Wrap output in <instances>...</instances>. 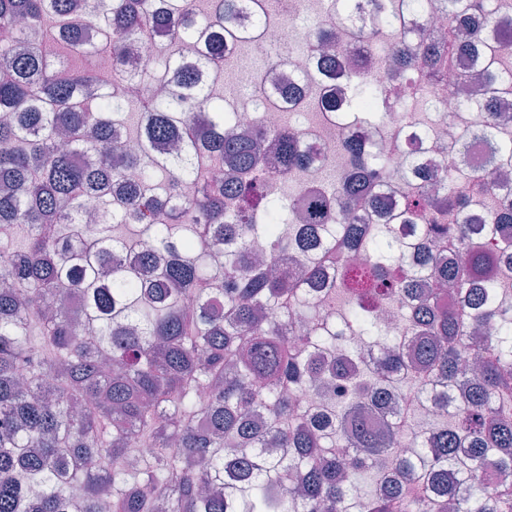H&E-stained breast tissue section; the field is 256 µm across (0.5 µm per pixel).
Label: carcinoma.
<instances>
[{"mask_svg":"<svg viewBox=\"0 0 512 512\" xmlns=\"http://www.w3.org/2000/svg\"><path fill=\"white\" fill-rule=\"evenodd\" d=\"M511 1L442 0L439 55L399 35L372 58L371 28L430 0H332L357 29L334 52L335 30L306 33L311 118L358 134L381 123L390 90L371 62L428 125L418 83L466 51L488 98L458 102L477 118L451 146L490 154L479 170L422 172L407 136L396 178L354 137L329 197L302 198L265 193L263 178L303 180L317 150L289 122L237 128L217 91L288 0H0V227L23 230L0 252V512H512V312L498 304L512 138L496 137L512 115L489 101L512 77V31L493 28ZM153 33L142 67L134 49ZM125 138L138 150L114 165ZM159 141L172 145L161 158ZM445 211L455 223H438ZM296 249L312 264L269 272ZM355 252L365 263L336 276ZM316 289L371 344L377 305L403 311L377 364L298 315ZM311 388L317 406L294 400ZM406 438L428 453H402ZM365 470L374 487L358 496Z\"/></svg>","mask_w":512,"mask_h":512,"instance_id":"carcinoma-1","label":"carcinoma"}]
</instances>
